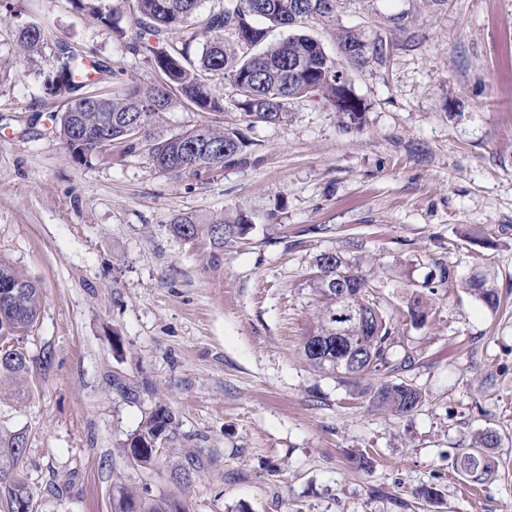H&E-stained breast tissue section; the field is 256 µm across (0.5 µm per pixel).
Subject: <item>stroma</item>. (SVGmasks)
<instances>
[{"mask_svg":"<svg viewBox=\"0 0 512 512\" xmlns=\"http://www.w3.org/2000/svg\"><path fill=\"white\" fill-rule=\"evenodd\" d=\"M104 3L117 32L69 0H0V256L42 291L20 340L30 372L0 381V434H25L19 473L39 512H113L118 486L191 512H512V0H338L335 27H306L328 53L339 26L393 47L387 65L347 70L362 129L342 130L317 97L279 125L249 124L230 100L177 106L156 136L213 124L251 142L246 162L197 174L159 171L141 146L79 162L56 136L55 41L92 49L122 82L156 78L130 49L125 0ZM32 23L47 43L28 55L17 31ZM226 210L253 226L224 246L168 230ZM329 250L359 263L412 352L402 377L423 392L418 411L374 408L304 357L313 261ZM483 269L499 308L465 289ZM157 404L178 429L144 471L121 446ZM486 429L500 466L474 489L455 458ZM359 454L370 468H352ZM191 455L203 468L184 489L169 473ZM429 487L436 503L417 496Z\"/></svg>","mask_w":512,"mask_h":512,"instance_id":"obj_1","label":"stroma"}]
</instances>
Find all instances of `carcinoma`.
<instances>
[{
	"mask_svg": "<svg viewBox=\"0 0 512 512\" xmlns=\"http://www.w3.org/2000/svg\"><path fill=\"white\" fill-rule=\"evenodd\" d=\"M73 8L96 16L102 27L114 28L112 11L103 0H72ZM200 0H132L135 23L139 26L130 49L147 55L157 79L150 85L118 83L103 101L90 103L84 98H66L55 118V133L72 157L86 160L100 154L83 138L96 133L111 137L112 143L129 151L145 144L152 165L164 172H180L230 166L245 160L250 141L236 128L200 125L169 138H157L152 132L160 115L180 105L202 112L224 111V97L215 94L211 82L219 78L230 90L235 105L248 121L285 123L292 105L306 97L319 96L336 108L340 127L360 128L363 111L343 72L373 61L385 65L391 57L388 43L369 38L353 28L336 29L337 53L330 56L322 44L304 30L317 21L333 26L336 0H217L208 12L198 13ZM193 22L207 39L201 52L190 53L191 42L182 48L169 46L170 35ZM276 28L288 29L280 41L268 40ZM235 33L236 43L224 41V32ZM18 43L26 53H35L44 44V28L36 25L18 30ZM63 42L54 46L55 74L66 78L68 93L79 89L94 92L107 78L115 75L101 60L75 46L60 54ZM251 220L243 214L223 213L209 216L180 214L172 218L173 236L187 242L207 237L218 246L245 235ZM316 274L310 282L319 311L316 321L302 342V351L311 365L330 374L336 373V359L345 356L347 341L337 334L346 327V335L359 337L363 359L347 379L362 387L372 404L395 415L414 412L422 403V392L407 380L396 377L414 360L407 352L395 356L399 337L391 324L367 294L368 281L355 263L340 252H322L315 257ZM0 280H12L19 290L0 306V337L20 339L29 335L40 315L41 289L38 283L0 258ZM472 292L488 307L499 305L495 282L486 276L469 280ZM364 309L369 321L356 326L347 313ZM408 314L415 323L426 319L427 302L415 292L407 302ZM29 373V357L21 347L0 350V380H20ZM178 423L174 414L159 404L146 413L141 426L123 443L125 460L140 469H151L162 453L161 443L175 436ZM500 437L493 430L479 433L470 448H462L456 468L469 481L484 484L498 472L494 449ZM26 439L15 433L0 437V502L7 512H31L28 503L34 494L15 473L24 457ZM114 512H189L179 500H147L119 486L113 498Z\"/></svg>",
	"mask_w": 512,
	"mask_h": 512,
	"instance_id": "obj_1",
	"label": "carcinoma"
}]
</instances>
